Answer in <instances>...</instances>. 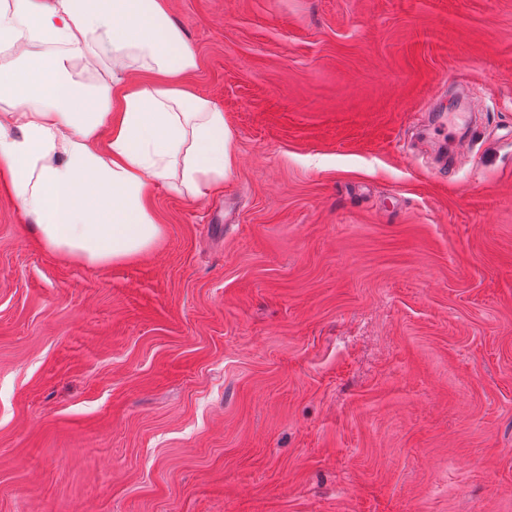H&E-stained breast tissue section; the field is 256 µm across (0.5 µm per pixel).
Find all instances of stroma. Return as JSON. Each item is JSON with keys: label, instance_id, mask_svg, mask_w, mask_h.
Instances as JSON below:
<instances>
[{"label": "stroma", "instance_id": "stroma-1", "mask_svg": "<svg viewBox=\"0 0 512 512\" xmlns=\"http://www.w3.org/2000/svg\"><path fill=\"white\" fill-rule=\"evenodd\" d=\"M165 3L235 170L102 266L0 178V512H512V0Z\"/></svg>", "mask_w": 512, "mask_h": 512}]
</instances>
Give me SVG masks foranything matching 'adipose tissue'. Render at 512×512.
Returning <instances> with one entry per match:
<instances>
[{
  "instance_id": "ef3b65f1",
  "label": "adipose tissue",
  "mask_w": 512,
  "mask_h": 512,
  "mask_svg": "<svg viewBox=\"0 0 512 512\" xmlns=\"http://www.w3.org/2000/svg\"><path fill=\"white\" fill-rule=\"evenodd\" d=\"M196 67L163 0H0V166L47 249L129 260L161 233L156 189L231 177L223 110L183 85Z\"/></svg>"
}]
</instances>
